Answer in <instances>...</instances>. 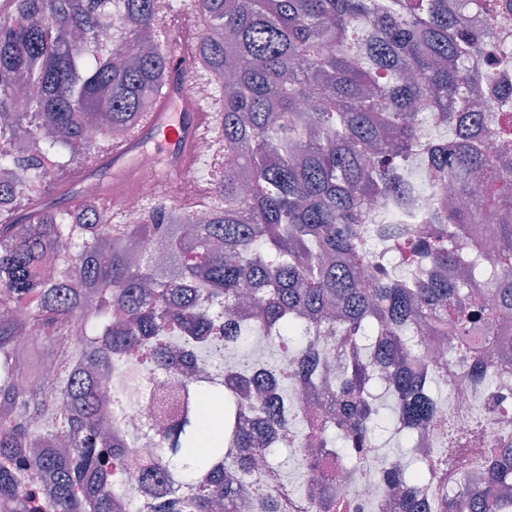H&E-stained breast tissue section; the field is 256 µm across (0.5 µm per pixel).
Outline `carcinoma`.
Here are the masks:
<instances>
[{
	"label": "carcinoma",
	"instance_id": "cac0c4a2",
	"mask_svg": "<svg viewBox=\"0 0 512 512\" xmlns=\"http://www.w3.org/2000/svg\"><path fill=\"white\" fill-rule=\"evenodd\" d=\"M497 16L500 0H458ZM203 22L195 47L209 80L213 142L224 166L213 175L210 214L174 215L152 200L141 224H109L95 201L61 208L48 197L23 209L26 169L51 185L83 155L91 125L126 139L165 82V34L155 0H0V512H116L145 490L155 512H213L243 491L226 478L273 448L309 455L298 425L309 422L299 394L312 372L343 356L332 390L315 405L342 404L352 448L349 472L369 474L378 455L381 406L374 367L386 370L397 432L430 424L448 386V363L409 358L422 337L449 338L477 394L497 371L487 356L500 310L479 280L512 309V84L497 65L512 46L487 26L461 29L448 0H193ZM118 16L127 42L99 41ZM488 93L496 112L474 110ZM448 118L452 136L426 132L418 110ZM486 136L496 150H482ZM426 162L427 180L474 208L438 201L428 227L399 223L404 168ZM389 203L382 225L368 204ZM488 225L496 249L489 269L464 264L482 249ZM259 310L238 317L241 289ZM76 330H71L72 326ZM73 331L78 359L54 358L51 339ZM260 330L288 351V363L257 371L249 352ZM28 336L34 355L14 343ZM178 368L181 412L158 430L159 453L132 464L121 433L115 386L135 364ZM40 374L47 389L19 385ZM258 412L239 423L243 406ZM409 470L389 461L384 486L439 480L444 453ZM43 472L46 503L24 492L22 474ZM472 499L441 490L437 512H512V453L490 458ZM258 512H288L263 484L243 491ZM401 512H426L419 495Z\"/></svg>",
	"mask_w": 512,
	"mask_h": 512
}]
</instances>
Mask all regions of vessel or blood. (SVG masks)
Masks as SVG:
<instances>
[{"instance_id": "b4317fda", "label": "vessel or blood", "mask_w": 512, "mask_h": 512, "mask_svg": "<svg viewBox=\"0 0 512 512\" xmlns=\"http://www.w3.org/2000/svg\"><path fill=\"white\" fill-rule=\"evenodd\" d=\"M168 38L166 80L154 109L144 115L132 138L113 144L99 158L111 175L94 186L93 192L108 197L116 206L146 180L154 182L161 195H168L179 176L192 168L196 140L210 129L211 114L198 59L177 28H169ZM146 151L156 157L149 170L139 164Z\"/></svg>"}]
</instances>
